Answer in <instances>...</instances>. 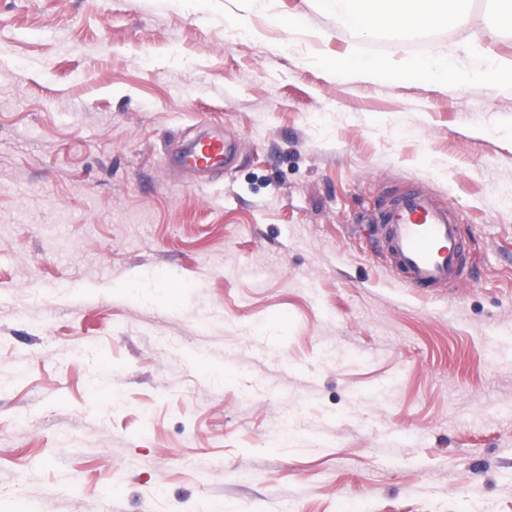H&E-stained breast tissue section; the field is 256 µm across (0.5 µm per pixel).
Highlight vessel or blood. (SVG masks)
Returning a JSON list of instances; mask_svg holds the SVG:
<instances>
[{"mask_svg": "<svg viewBox=\"0 0 512 512\" xmlns=\"http://www.w3.org/2000/svg\"><path fill=\"white\" fill-rule=\"evenodd\" d=\"M227 147L223 137L195 141L181 158L198 171L223 166ZM386 250L404 273L408 287L441 288L462 279V233L450 210L424 192L392 196L376 216Z\"/></svg>", "mask_w": 512, "mask_h": 512, "instance_id": "b4317fda", "label": "vessel or blood"}]
</instances>
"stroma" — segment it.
<instances>
[{"label":"stroma","mask_w":512,"mask_h":512,"mask_svg":"<svg viewBox=\"0 0 512 512\" xmlns=\"http://www.w3.org/2000/svg\"><path fill=\"white\" fill-rule=\"evenodd\" d=\"M464 37L512 59L486 0L424 47ZM364 43L0 0V512H512V98L316 62ZM202 131L229 166L178 163ZM410 189L470 283L406 287L368 219Z\"/></svg>","instance_id":"obj_1"}]
</instances>
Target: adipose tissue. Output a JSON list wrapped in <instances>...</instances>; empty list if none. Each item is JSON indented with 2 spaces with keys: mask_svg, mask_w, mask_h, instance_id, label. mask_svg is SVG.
I'll return each mask as SVG.
<instances>
[{
  "mask_svg": "<svg viewBox=\"0 0 512 512\" xmlns=\"http://www.w3.org/2000/svg\"><path fill=\"white\" fill-rule=\"evenodd\" d=\"M469 0H325L323 7L336 21L338 31L356 30L405 32L443 29L455 24ZM329 66L340 75L362 81L383 78L398 84L422 81L447 84L457 71L466 74L468 89L492 90L512 96V60L485 51L463 62L458 52H445L401 61H378L347 52L329 59Z\"/></svg>",
  "mask_w": 512,
  "mask_h": 512,
  "instance_id": "1",
  "label": "adipose tissue"
}]
</instances>
